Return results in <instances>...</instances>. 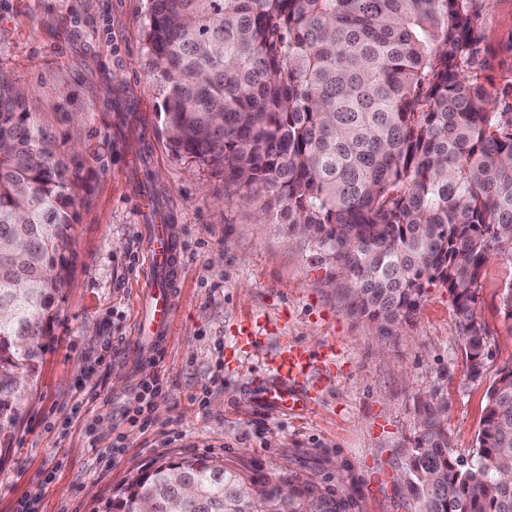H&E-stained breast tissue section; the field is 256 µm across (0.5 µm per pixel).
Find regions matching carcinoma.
<instances>
[{"label": "carcinoma", "instance_id": "1", "mask_svg": "<svg viewBox=\"0 0 512 512\" xmlns=\"http://www.w3.org/2000/svg\"><path fill=\"white\" fill-rule=\"evenodd\" d=\"M491 0H149L144 19L174 149L266 199L341 277L336 297L387 335L427 286L452 296L470 376L486 355L477 295L512 260V105L480 81ZM0 74V433L14 424L68 285L81 185ZM448 403L427 401L402 467L417 512H512V369L487 391L470 461ZM348 512L302 477L223 460L162 463L100 512Z\"/></svg>", "mask_w": 512, "mask_h": 512}]
</instances>
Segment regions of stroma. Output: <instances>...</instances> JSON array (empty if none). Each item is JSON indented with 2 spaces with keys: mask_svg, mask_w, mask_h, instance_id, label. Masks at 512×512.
Returning a JSON list of instances; mask_svg holds the SVG:
<instances>
[{
  "mask_svg": "<svg viewBox=\"0 0 512 512\" xmlns=\"http://www.w3.org/2000/svg\"><path fill=\"white\" fill-rule=\"evenodd\" d=\"M147 0H0V73L37 99L82 189L70 280L36 378L0 447V512H101L113 491L161 462L223 458L256 474L310 477L349 512H414L397 473L422 404H448V437L470 458L488 388L512 368L500 293L512 261L484 269L477 316L486 358L470 378L447 288L383 336L343 312L318 249L257 221L232 185L170 143L142 21ZM492 65L512 82V0L478 21ZM149 192L152 211L139 196ZM181 228L187 269L175 322L151 363L132 356L143 227ZM308 356L307 405L275 408L267 364L284 345ZM157 391L141 397L144 383ZM149 426L132 423L138 406Z\"/></svg>",
  "mask_w": 512,
  "mask_h": 512,
  "instance_id": "35a3bbf8",
  "label": "stroma"
}]
</instances>
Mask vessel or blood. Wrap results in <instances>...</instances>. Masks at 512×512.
<instances>
[{
    "label": "vessel or blood",
    "instance_id": "b4317fda",
    "mask_svg": "<svg viewBox=\"0 0 512 512\" xmlns=\"http://www.w3.org/2000/svg\"><path fill=\"white\" fill-rule=\"evenodd\" d=\"M146 266L140 282V305L136 323L134 352H148L168 340L174 324V295L182 268L178 227L174 224H150L145 228ZM310 369L297 350L273 365L266 387L269 401L275 406L295 405L299 399L298 379Z\"/></svg>",
    "mask_w": 512,
    "mask_h": 512
}]
</instances>
